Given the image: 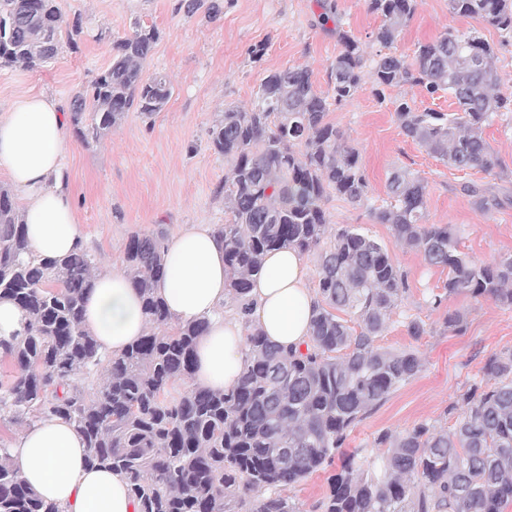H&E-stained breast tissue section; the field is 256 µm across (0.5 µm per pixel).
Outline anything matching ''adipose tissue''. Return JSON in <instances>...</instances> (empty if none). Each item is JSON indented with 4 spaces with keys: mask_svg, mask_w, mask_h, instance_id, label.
<instances>
[{
    "mask_svg": "<svg viewBox=\"0 0 512 512\" xmlns=\"http://www.w3.org/2000/svg\"><path fill=\"white\" fill-rule=\"evenodd\" d=\"M67 114L46 94L16 100L0 114V174L23 203L27 235L41 256L61 259L84 249L76 201L62 177ZM164 277L155 291L173 319L203 320L192 385L228 392L244 367L248 329L260 330L283 350H305L317 295L303 256L274 250L254 277L245 309L223 311L224 245L208 225L189 224L165 240ZM85 324L102 351L117 356L144 335L148 324L138 290L117 272L98 274L85 304ZM24 480L61 512H137L123 475L86 463L82 433L63 418H42L12 445Z\"/></svg>",
    "mask_w": 512,
    "mask_h": 512,
    "instance_id": "1",
    "label": "adipose tissue"
}]
</instances>
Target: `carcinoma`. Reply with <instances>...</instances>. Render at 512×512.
I'll use <instances>...</instances> for the list:
<instances>
[{"label": "carcinoma", "instance_id": "1", "mask_svg": "<svg viewBox=\"0 0 512 512\" xmlns=\"http://www.w3.org/2000/svg\"><path fill=\"white\" fill-rule=\"evenodd\" d=\"M317 25H334L342 49L331 62L332 95L311 72L269 73L250 110L231 107L210 129V145L229 163L224 208L214 227L224 243L227 298L245 305L265 255L294 248L318 252V304L306 352L286 353L259 330L247 337L238 386L230 392L190 386L178 399L168 388L192 378L203 321L175 322L155 283L165 275L163 236L135 233L122 274L139 291L148 332L118 357H103L84 320L97 266L85 250L62 259L34 251L12 192L0 186V299L29 316L23 334L0 338V422L26 427L62 416L84 436L91 468L123 474L137 512H301L283 491L334 467L318 512H504L512 502V351L493 353L484 380L457 395L452 430L420 423L342 451L349 431L421 370L411 351L375 345L408 288L385 245L355 227L328 240L326 202L368 201L359 150L326 120L330 107L354 98L369 69L375 97L409 84L448 93L456 111L417 112L395 103L404 136L464 171L505 173L484 137L494 119L512 112V93L494 65L495 47L473 32L449 29L418 45L412 61L394 54L368 59L362 43L340 28L335 6L318 0ZM382 18L375 40L392 46L413 18L417 0H366ZM451 13L495 28L512 41V0H448ZM11 22L0 44V67L34 68L56 58L63 16L56 0H0ZM159 31L137 20L112 45V61L69 102V123L84 145L98 142L130 110L162 111L172 87L164 75L143 79ZM387 206L371 209L401 246L448 269L444 294L512 306V254L476 265L458 250L446 226L428 223V183L406 168L387 178ZM350 313L356 326L338 316ZM0 512H59L23 479L10 446L0 443Z\"/></svg>", "mask_w": 512, "mask_h": 512}]
</instances>
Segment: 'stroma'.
I'll return each instance as SVG.
<instances>
[{
	"instance_id": "35a3bbf8",
	"label": "stroma",
	"mask_w": 512,
	"mask_h": 512,
	"mask_svg": "<svg viewBox=\"0 0 512 512\" xmlns=\"http://www.w3.org/2000/svg\"><path fill=\"white\" fill-rule=\"evenodd\" d=\"M218 12L200 8L186 14L179 0H58L65 20L81 17L77 44L62 41L56 59L40 68L0 67V111L14 99L46 93L61 103L106 69L114 40L131 34L136 20L155 25L159 39L144 67L145 77L168 76L172 96L152 117L128 112L100 142L85 146L69 136L64 174L73 191L87 251L99 271H121L134 233L171 236L187 224L226 220L221 187L229 165L214 153L209 130L226 107L250 108L269 72L308 67L318 92L329 93L328 67L340 50L335 34L316 24L317 0H215ZM345 30L367 54L379 46L372 34L379 18L365 0H335ZM449 29L479 33L497 44L495 60L512 92V44L501 45L498 32L481 21L452 14L448 0H418L416 13L394 47L413 58L418 43ZM412 100L416 109L455 111L447 93L428 95L407 85L387 89L385 102L364 81L357 95L331 109L327 119L360 152L374 205L386 198V181L397 167L418 173L428 183V221L448 226L469 259L490 263L512 254V113L485 131L509 172L501 176L460 171L434 158L406 138L394 116V103ZM473 185L489 196L488 205L466 193ZM331 227L361 226L383 243L407 276L408 289L394 309L378 346L414 352L423 368L363 419L347 438V448H372L382 432L398 434L421 422L453 427L450 407L472 380L481 379L490 354L512 350V307L466 295L432 308L429 294L441 290L446 269L426 264L422 255L396 243L389 225L375 223L368 210L333 197L326 204ZM466 314L462 332L446 331L448 312ZM428 333L410 336V320Z\"/></svg>"
}]
</instances>
